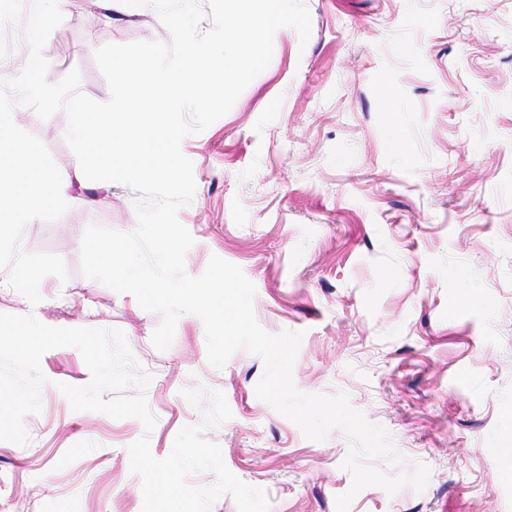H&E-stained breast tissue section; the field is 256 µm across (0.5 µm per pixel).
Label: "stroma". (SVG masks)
Here are the masks:
<instances>
[{"mask_svg":"<svg viewBox=\"0 0 512 512\" xmlns=\"http://www.w3.org/2000/svg\"><path fill=\"white\" fill-rule=\"evenodd\" d=\"M311 35L279 29L268 67L232 109L181 149L196 192L179 211L195 239L189 275L211 255L254 283L269 333L303 332L293 380L305 394L346 393L403 457L372 459L395 477L430 469L423 491L362 490L349 512H512V0H305ZM63 22L42 55L55 83L110 97L94 53L107 43L169 41L149 6L60 0ZM15 123L47 147L69 187L57 221L26 225L21 246L59 255L38 305L0 287V313L51 327L122 330L150 375L151 433L133 418L73 411L58 383L86 384L78 350L41 359L42 411L27 445L0 441V504L9 512H141L129 445L148 436L166 457L201 412L181 394L222 391L232 417L205 430L228 469L267 491L270 512H335L351 487L338 430L306 439L258 399L262 360L207 361L205 329L180 317L164 351L159 314L80 271L84 230L129 231L137 193L88 181L65 140L67 119L16 107Z\"/></svg>","mask_w":512,"mask_h":512,"instance_id":"obj_1","label":"stroma"}]
</instances>
